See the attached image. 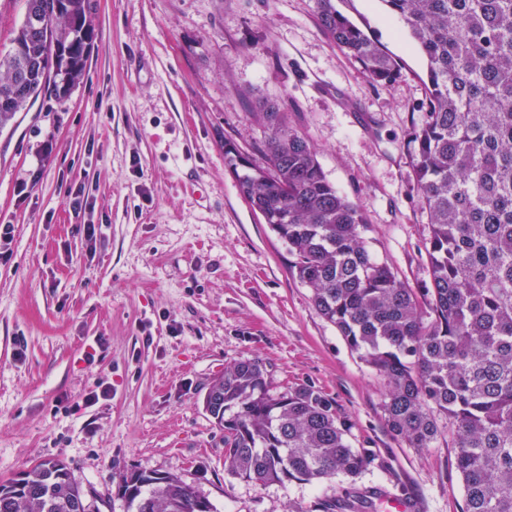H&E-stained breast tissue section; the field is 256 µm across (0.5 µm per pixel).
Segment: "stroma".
Masks as SVG:
<instances>
[{
  "mask_svg": "<svg viewBox=\"0 0 512 512\" xmlns=\"http://www.w3.org/2000/svg\"><path fill=\"white\" fill-rule=\"evenodd\" d=\"M92 2L83 81L0 130V224L14 227L0 241V479L60 459L99 512H127L119 486L135 470L177 474L218 512H292L345 491L369 493L364 512L386 494L461 512L451 432L428 448L389 432L382 377L317 311L224 156L229 142L262 163L259 113L275 105L363 209L368 249L422 287L428 226L407 133L425 116L428 62L402 21L381 0H334L397 59L381 87L330 39L315 0ZM77 183L94 211L69 206ZM247 357L273 390L332 399L383 468L313 484L228 475L204 397ZM102 382L110 396L86 404Z\"/></svg>",
  "mask_w": 512,
  "mask_h": 512,
  "instance_id": "obj_1",
  "label": "stroma"
}]
</instances>
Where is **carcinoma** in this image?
Listing matches in <instances>:
<instances>
[{
    "mask_svg": "<svg viewBox=\"0 0 512 512\" xmlns=\"http://www.w3.org/2000/svg\"><path fill=\"white\" fill-rule=\"evenodd\" d=\"M43 27L24 14L12 50L0 55V128L47 92L84 75L95 30L91 0H37ZM428 60L425 119L409 129L413 180L428 217L429 281L409 288L377 262L362 209L326 178L304 136L278 113L265 165L229 157L240 193L288 244L299 280L318 312L386 384L390 433L429 448L438 417L452 424L462 512H512V0H381ZM318 19L370 83L400 74L397 61L332 4ZM205 407L224 432V470L258 484L313 483L355 476L383 461L347 440L350 425L311 385L271 388L257 360L242 359L213 379ZM121 496L128 512L202 508L180 476L134 471ZM351 492L318 502L319 512H356ZM0 512H90L82 486L61 460L25 471L18 489L0 481Z\"/></svg>",
    "mask_w": 512,
    "mask_h": 512,
    "instance_id": "carcinoma-1",
    "label": "carcinoma"
}]
</instances>
